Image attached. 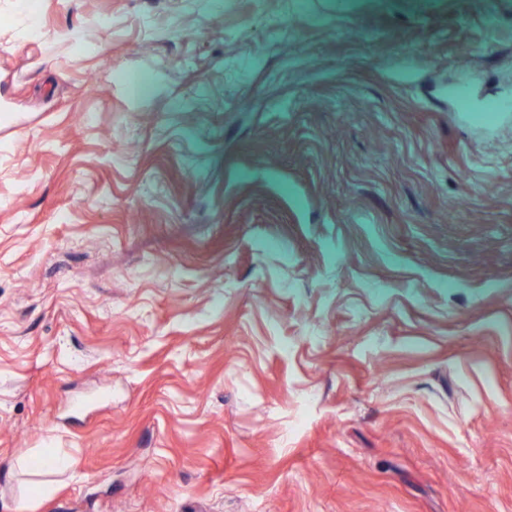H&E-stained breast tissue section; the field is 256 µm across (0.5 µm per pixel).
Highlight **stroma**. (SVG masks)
Listing matches in <instances>:
<instances>
[{
    "instance_id": "obj_1",
    "label": "stroma",
    "mask_w": 512,
    "mask_h": 512,
    "mask_svg": "<svg viewBox=\"0 0 512 512\" xmlns=\"http://www.w3.org/2000/svg\"><path fill=\"white\" fill-rule=\"evenodd\" d=\"M36 2L0 512H512V0Z\"/></svg>"
}]
</instances>
